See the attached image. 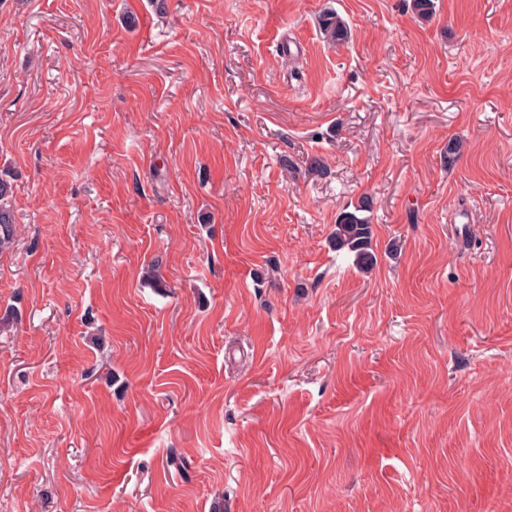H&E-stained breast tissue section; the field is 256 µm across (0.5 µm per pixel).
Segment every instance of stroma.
<instances>
[{"label":"stroma","mask_w":512,"mask_h":512,"mask_svg":"<svg viewBox=\"0 0 512 512\" xmlns=\"http://www.w3.org/2000/svg\"><path fill=\"white\" fill-rule=\"evenodd\" d=\"M0 177V512H512V0H0ZM319 28L325 38L336 46L347 43L350 38L347 24L333 11H326L320 16ZM12 186L0 178V253L11 249L16 238L15 216L11 206ZM371 211L370 199L362 198L352 209L347 207L338 215L334 231L336 249H346L353 253L357 267L364 273L373 269L377 263L371 244L372 224L369 217L362 214Z\"/></svg>","instance_id":"1"}]
</instances>
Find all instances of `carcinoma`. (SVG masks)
<instances>
[{
	"mask_svg": "<svg viewBox=\"0 0 512 512\" xmlns=\"http://www.w3.org/2000/svg\"><path fill=\"white\" fill-rule=\"evenodd\" d=\"M412 11L418 19L428 22L435 14L434 0H413ZM319 28L325 38L336 46L347 43L350 38L347 24L333 11H326L320 16ZM11 196V183L0 178V253L11 249L16 238ZM370 211L372 202L367 197L362 198L353 208H346L338 215L334 231L336 249L354 254L357 267L364 273L377 263L371 244L372 224L365 216Z\"/></svg>",
	"mask_w": 512,
	"mask_h": 512,
	"instance_id": "obj_1",
	"label": "carcinoma"
}]
</instances>
